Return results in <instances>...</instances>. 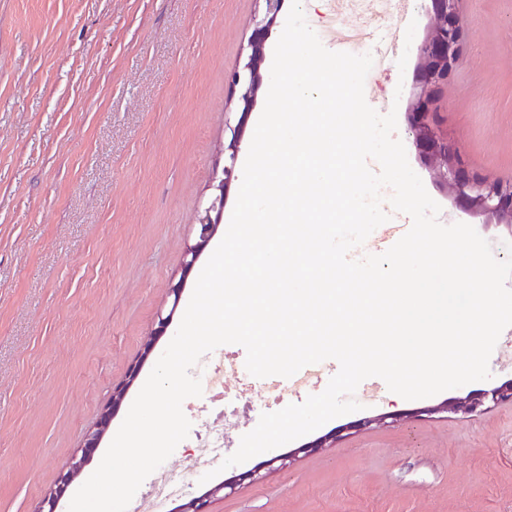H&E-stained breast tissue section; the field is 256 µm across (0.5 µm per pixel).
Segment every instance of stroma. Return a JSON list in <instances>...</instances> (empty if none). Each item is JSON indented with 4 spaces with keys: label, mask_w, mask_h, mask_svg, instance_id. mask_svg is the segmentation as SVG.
<instances>
[{
    "label": "stroma",
    "mask_w": 512,
    "mask_h": 512,
    "mask_svg": "<svg viewBox=\"0 0 512 512\" xmlns=\"http://www.w3.org/2000/svg\"><path fill=\"white\" fill-rule=\"evenodd\" d=\"M259 0H0V512H34L79 454L130 364L137 379L112 416L85 482L175 335L211 256L192 269L199 210L224 165L237 122L227 77L243 61ZM460 63L434 98L439 133L470 169L512 184V0H458ZM417 64L378 76L397 103L396 136L440 205L439 220L471 225L496 259L512 233L450 201L414 145L406 112ZM167 333L154 337L159 313ZM152 352H145L146 342ZM490 379L418 400L387 389L363 409L278 447L289 468L253 482L261 453L170 499L208 495L207 512H512V404L468 418L407 412L512 378V340L489 359ZM311 381L271 398L227 375L214 414L230 450L261 415L326 388ZM388 416L376 424L378 416ZM372 426L315 452L303 444L359 419ZM237 479L228 494L210 486Z\"/></svg>",
    "instance_id": "1"
}]
</instances>
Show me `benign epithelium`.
I'll use <instances>...</instances> for the list:
<instances>
[{"instance_id":"1","label":"benign epithelium","mask_w":512,"mask_h":512,"mask_svg":"<svg viewBox=\"0 0 512 512\" xmlns=\"http://www.w3.org/2000/svg\"><path fill=\"white\" fill-rule=\"evenodd\" d=\"M264 13L253 22V31L248 39L247 60L230 75V84L239 91L240 117L231 128V139L225 150L224 167L214 177L215 196L197 224L196 243L187 249L190 259L184 263L190 269L204 247L217 232L224 210L228 187L235 178V160L248 114L262 85L261 65L265 59V43L268 33L276 24L282 10L283 0H262ZM431 15L425 36L418 46L416 79L412 99L407 112V121L413 141L420 156L439 177L441 187L448 197L458 202L472 216L480 217L485 224L502 225L512 232V184L489 182L469 172L461 161L460 146L436 131L433 95L456 70L463 43V34L455 21L458 0H430ZM141 360L132 363L125 381L114 388L112 405L101 413L97 426L86 435L80 456L73 459L70 468L61 474L56 488L44 498L34 512H56V505L74 478L81 472L106 432L112 418L113 407L121 403L129 386L137 378ZM512 403V381L499 386L471 393L463 398L445 402L435 407H426L411 412L413 417L450 412L456 415H471L493 406Z\"/></svg>"}]
</instances>
